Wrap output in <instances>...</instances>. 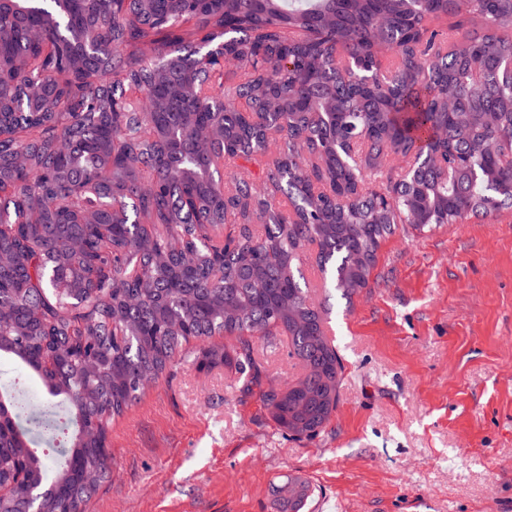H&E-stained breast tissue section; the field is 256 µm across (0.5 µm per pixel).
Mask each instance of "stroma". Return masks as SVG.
I'll list each match as a JSON object with an SVG mask.
<instances>
[{"instance_id": "35a3bbf8", "label": "stroma", "mask_w": 512, "mask_h": 512, "mask_svg": "<svg viewBox=\"0 0 512 512\" xmlns=\"http://www.w3.org/2000/svg\"><path fill=\"white\" fill-rule=\"evenodd\" d=\"M311 301L343 364L313 438L281 430L259 388L305 374L287 342L257 348L258 389L182 360L112 423V478L87 512H512V209L384 238L366 286L323 282ZM273 493L283 509L281 512H300L305 506V504H303L302 501L300 502L299 506H296V503L294 504V506L288 507V498L294 501L298 499L299 496L301 495L302 487L300 486V484L292 482L288 485V481H286L280 485H274ZM293 509L298 510L293 511Z\"/></svg>"}]
</instances>
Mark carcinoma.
I'll return each mask as SVG.
<instances>
[{
  "mask_svg": "<svg viewBox=\"0 0 512 512\" xmlns=\"http://www.w3.org/2000/svg\"><path fill=\"white\" fill-rule=\"evenodd\" d=\"M17 19L0 12V98L28 99L32 85L11 63L38 62L44 89L34 107L0 114V167L12 180L0 218L16 258L0 267V359L37 376L49 399L21 418L0 389V512H85L112 477V421L163 375L191 341L200 370L256 369L254 340L290 337V355L314 367L259 400L276 424L314 437L336 409L341 359L322 312L307 300L301 271L315 264L340 287H363L382 239L400 224L424 230L512 207V147H489L491 124L512 123V0H20ZM467 11L481 33L459 38L430 22ZM145 17L139 25L126 14ZM111 19L106 65L72 36ZM388 19L390 57L375 63L370 35ZM55 18L49 43L26 31ZM234 51L237 71L203 63L191 73L202 98L179 87L168 60ZM458 104L448 109L444 90ZM224 107L222 183L190 152L194 127ZM68 134L67 157L52 153ZM113 197L125 218L19 224L34 198L69 195L77 178L98 176L114 142ZM450 154L452 174L432 163ZM389 153L407 173L384 174ZM157 191L145 197L139 183ZM87 250L71 254L74 236ZM224 260V272L215 269ZM263 267V278L249 272ZM95 337L86 345L82 336ZM223 334L229 345L211 341ZM66 412L64 460L34 448Z\"/></svg>",
  "mask_w": 512,
  "mask_h": 512,
  "instance_id": "carcinoma-1",
  "label": "carcinoma"
}]
</instances>
